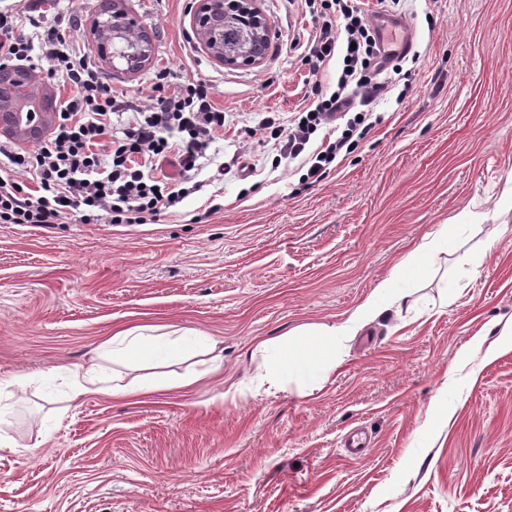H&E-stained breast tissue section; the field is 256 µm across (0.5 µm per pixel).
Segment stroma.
<instances>
[{
  "label": "stroma",
  "instance_id": "1",
  "mask_svg": "<svg viewBox=\"0 0 512 512\" xmlns=\"http://www.w3.org/2000/svg\"><path fill=\"white\" fill-rule=\"evenodd\" d=\"M365 2L414 30L421 58L392 77L414 91L303 188L257 133L303 101V0H257L274 35L250 68L207 55L194 0H127L154 59L100 62L108 88L206 80L224 136L177 215L0 224V512H512V0ZM443 224L457 230L436 261L397 279L328 379L235 396L258 340L343 323ZM133 325L202 341L161 373L131 369L107 341ZM92 362L103 386L169 388L73 397L68 368ZM356 425L371 441L353 459Z\"/></svg>",
  "mask_w": 512,
  "mask_h": 512
}]
</instances>
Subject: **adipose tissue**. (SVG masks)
I'll use <instances>...</instances> for the list:
<instances>
[{"mask_svg":"<svg viewBox=\"0 0 512 512\" xmlns=\"http://www.w3.org/2000/svg\"><path fill=\"white\" fill-rule=\"evenodd\" d=\"M392 292V280H383L343 324L302 326L279 338L259 342L260 351L269 353L270 359L264 375L257 379L258 384L277 386L283 374L299 373L312 363L320 365L325 372H334L341 363L336 352L337 343L354 335L379 311L386 295ZM111 344L113 357L132 366L147 364L153 357L154 348L165 347L173 351L178 347L177 340L152 335L146 326L118 331L112 336Z\"/></svg>","mask_w":512,"mask_h":512,"instance_id":"obj_1","label":"adipose tissue"}]
</instances>
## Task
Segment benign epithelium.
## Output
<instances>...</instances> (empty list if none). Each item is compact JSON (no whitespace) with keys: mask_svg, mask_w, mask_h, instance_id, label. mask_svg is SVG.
<instances>
[{"mask_svg":"<svg viewBox=\"0 0 512 512\" xmlns=\"http://www.w3.org/2000/svg\"><path fill=\"white\" fill-rule=\"evenodd\" d=\"M243 14L261 46L253 54L224 52V17ZM193 33L203 49L216 61L233 67H251L264 62L272 35L270 20L255 0H197L191 17ZM112 31V39L99 40V29ZM91 34L98 39L99 54L108 62L121 61L128 71L145 66L153 55V42L141 23L124 6V0H109L96 12ZM36 78L23 66L0 67V133L17 140L42 139L51 129L55 109L47 99L35 95Z\"/></svg>","mask_w":512,"mask_h":512,"instance_id":"7a95c632","label":"benign epithelium"}]
</instances>
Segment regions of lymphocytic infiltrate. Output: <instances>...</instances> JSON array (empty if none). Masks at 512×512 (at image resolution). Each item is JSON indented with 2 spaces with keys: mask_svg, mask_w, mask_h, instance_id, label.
Returning a JSON list of instances; mask_svg holds the SVG:
<instances>
[{
  "mask_svg": "<svg viewBox=\"0 0 512 512\" xmlns=\"http://www.w3.org/2000/svg\"><path fill=\"white\" fill-rule=\"evenodd\" d=\"M312 30L303 57L313 78L304 106L287 123L261 125L278 157L300 161L307 178L323 180L375 123L372 106L393 82L380 78L376 33L363 0H305ZM59 0H20L0 9V59L40 55L71 91L47 141L29 151L0 140V224H142L173 215L206 185L208 151L224 130V110L203 80L166 88L158 73L150 104L115 94L92 58L60 25ZM338 61L336 87L320 77Z\"/></svg>",
  "mask_w": 512,
  "mask_h": 512,
  "instance_id": "lymphocytic-infiltrate-1",
  "label": "lymphocytic infiltrate"
}]
</instances>
